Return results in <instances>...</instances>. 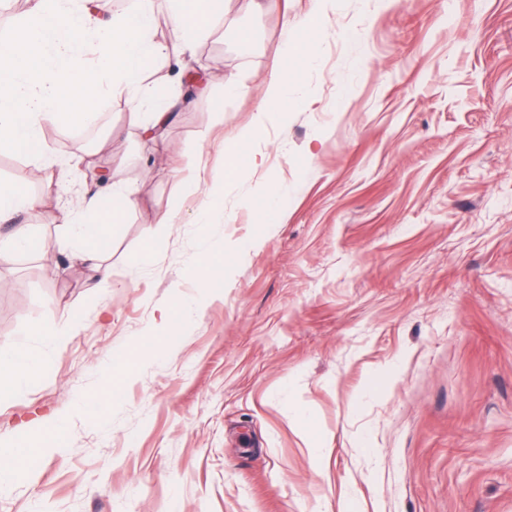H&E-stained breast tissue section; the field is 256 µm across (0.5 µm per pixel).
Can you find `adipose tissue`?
<instances>
[{
    "mask_svg": "<svg viewBox=\"0 0 512 512\" xmlns=\"http://www.w3.org/2000/svg\"><path fill=\"white\" fill-rule=\"evenodd\" d=\"M174 45L179 54L192 52L198 37L224 13V0H169ZM154 0H138L134 12L113 15L110 24H99L85 6L70 0H29L24 19L8 39L0 41V146L29 156H42V133L62 121L85 124L90 114L85 97L108 92L128 94L129 119L141 125L145 140L159 139L169 124L179 97L160 94L143 83V71L160 47L150 37ZM151 105L142 116L143 105ZM25 191L0 186V223L12 224L10 235L0 240V260L33 250L37 242L25 225H13L14 216L33 207ZM132 204L128 193L104 197L94 192L82 201L89 223L75 222L63 211L48 215L59 225L58 249L71 251L95 273L98 282L112 276L104 253L112 227L120 223ZM51 359L34 355L26 345L0 352V400L19 395L35 375L49 373ZM65 444L62 425L52 416L31 420L23 438L15 440L8 455H0V484L26 476L21 460Z\"/></svg>",
    "mask_w": 512,
    "mask_h": 512,
    "instance_id": "1",
    "label": "adipose tissue"
}]
</instances>
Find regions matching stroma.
<instances>
[{"label":"stroma","instance_id":"35a3bbf8","mask_svg":"<svg viewBox=\"0 0 512 512\" xmlns=\"http://www.w3.org/2000/svg\"><path fill=\"white\" fill-rule=\"evenodd\" d=\"M319 5L228 0L183 59L156 0L166 52L147 83L209 78L162 140L142 141L108 96L87 100L93 137L48 127L37 162L0 148V186L36 199L17 221L45 242L0 263V350L24 342L53 362L0 403V446L38 413L68 427L64 453L0 487V512H512V0H336L287 111L260 112L286 16ZM244 130L258 161L225 178ZM187 177L199 193L182 192ZM219 179L223 221L195 223ZM125 189L112 277L95 288L46 215ZM171 206L174 231L158 221ZM154 233L164 248L142 260ZM205 240L224 246L219 290L197 275ZM177 299L178 336L141 351L101 422L77 414ZM74 318L58 346L32 334Z\"/></svg>","mask_w":512,"mask_h":512}]
</instances>
